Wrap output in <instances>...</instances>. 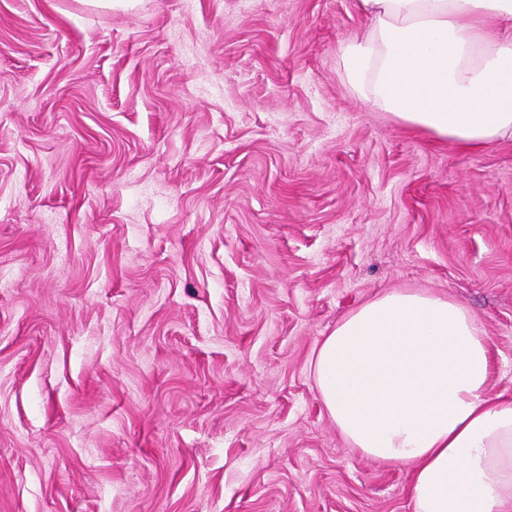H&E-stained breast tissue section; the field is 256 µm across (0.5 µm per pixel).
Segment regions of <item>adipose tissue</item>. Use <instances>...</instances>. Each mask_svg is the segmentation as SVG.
<instances>
[{"label":"adipose tissue","mask_w":512,"mask_h":512,"mask_svg":"<svg viewBox=\"0 0 512 512\" xmlns=\"http://www.w3.org/2000/svg\"><path fill=\"white\" fill-rule=\"evenodd\" d=\"M343 76L372 109L461 151L512 138V0H358ZM498 23L489 30L488 20ZM329 417L363 455L411 467L414 512H512V394L452 297L394 290L350 312L313 359Z\"/></svg>","instance_id":"1"}]
</instances>
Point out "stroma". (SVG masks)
Here are the masks:
<instances>
[{"label": "stroma", "mask_w": 512, "mask_h": 512, "mask_svg": "<svg viewBox=\"0 0 512 512\" xmlns=\"http://www.w3.org/2000/svg\"><path fill=\"white\" fill-rule=\"evenodd\" d=\"M356 0H0V512H413L318 344L394 289L512 392V139L373 110Z\"/></svg>", "instance_id": "1"}]
</instances>
